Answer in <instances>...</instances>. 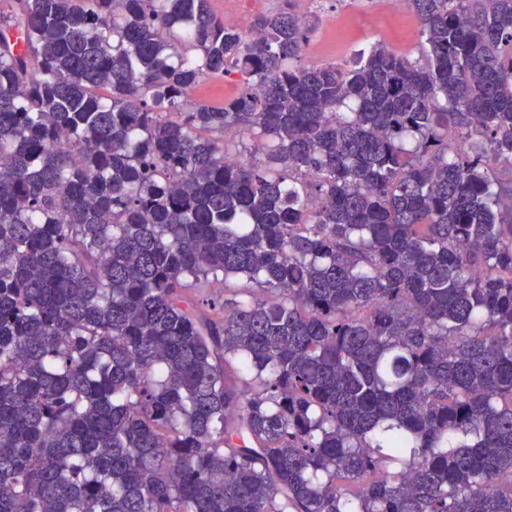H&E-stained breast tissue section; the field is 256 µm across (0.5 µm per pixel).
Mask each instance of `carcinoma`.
Instances as JSON below:
<instances>
[{
  "label": "carcinoma",
  "instance_id": "1",
  "mask_svg": "<svg viewBox=\"0 0 512 512\" xmlns=\"http://www.w3.org/2000/svg\"><path fill=\"white\" fill-rule=\"evenodd\" d=\"M407 7L0 16V512H512V0ZM210 1L211 8L217 15L224 18V23L235 26L247 40H252L256 37L255 32L250 27L255 15L278 12L284 5L283 0H237L236 3L229 4V8L237 9L244 14V19L248 26L240 15L224 11L225 0ZM307 2L305 19L309 20L310 24L315 23V28L310 34L303 54L304 60L311 65L342 63L352 50L377 40H381L398 54L410 58L421 55L420 24L416 15L406 8L405 0H384L386 13L381 0H307ZM344 18L354 22V30L360 41V44L352 49H348L345 36L335 35L336 21ZM380 30L385 31L388 38L382 36L379 33ZM240 89V82L236 78L232 79V83L226 82L225 85L223 80L210 79L196 87L191 92L189 99L192 102H224V99L235 97Z\"/></svg>",
  "mask_w": 512,
  "mask_h": 512
}]
</instances>
